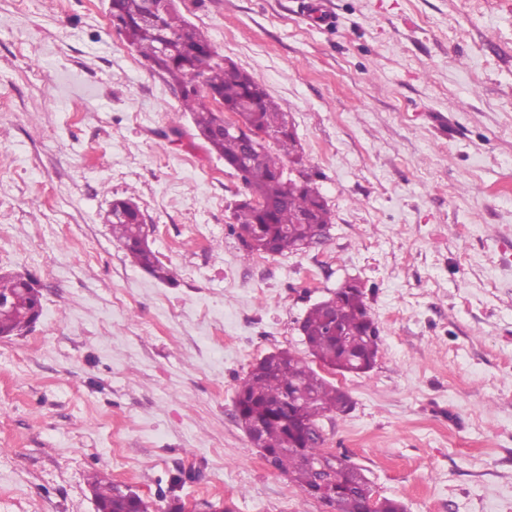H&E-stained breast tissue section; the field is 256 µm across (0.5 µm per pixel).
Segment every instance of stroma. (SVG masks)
Returning <instances> with one entry per match:
<instances>
[{
    "instance_id": "1",
    "label": "stroma",
    "mask_w": 512,
    "mask_h": 512,
    "mask_svg": "<svg viewBox=\"0 0 512 512\" xmlns=\"http://www.w3.org/2000/svg\"><path fill=\"white\" fill-rule=\"evenodd\" d=\"M289 113L324 244L246 256L245 188L108 0H0V273L41 316L0 338V512H96L89 475L164 512H322L235 415L253 364L305 354L306 311L358 280L381 342L326 448L407 512H512V0H178ZM132 199L173 279L112 236Z\"/></svg>"
}]
</instances>
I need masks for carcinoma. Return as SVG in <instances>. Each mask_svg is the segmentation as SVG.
<instances>
[{"label":"carcinoma","instance_id":"carcinoma-1","mask_svg":"<svg viewBox=\"0 0 512 512\" xmlns=\"http://www.w3.org/2000/svg\"><path fill=\"white\" fill-rule=\"evenodd\" d=\"M109 11L120 22L119 32L150 68L165 76L179 89L183 111L193 116L197 135L210 151L234 167L241 161L244 142L237 136L214 134L219 116L206 103V93L224 109L235 110L252 96L254 107L240 113L249 131L275 133L273 145L248 167L242 182L249 194L261 203L240 204L233 211L234 223L244 233L255 234L258 246H248L247 254L271 247L274 254L302 250V243L319 242L322 231L332 223L331 211L324 197L313 185L311 174L302 181L284 173L286 164L305 165L301 145L295 133H286L288 113L245 70L224 62L206 36L172 7L160 23L141 20L143 0H110ZM175 38L174 51H161L163 36ZM112 236L119 241L132 262L154 278L172 280V272L144 243L145 221L140 209L125 219L112 221ZM0 297L8 301L0 310V334L12 335L16 328L31 323L35 305L41 304L38 291L28 280L0 276ZM342 328L340 335L329 333L322 309L314 305L304 317L303 342L306 350L322 367L335 373H358L373 367L380 337L375 321L364 301V293L350 292L338 296ZM294 395L301 423L318 424L330 415L343 412L344 391L331 384L305 358L290 350L264 357L253 365L237 394L245 396V405H237L236 417L247 425L253 419L262 422V446L275 453L272 466L288 480L306 491L315 479L306 455L329 454L335 459L333 478L338 491L336 512H405L402 502L376 495L372 482L362 469L343 454L308 446V437L291 429L285 416L273 409L285 393ZM89 485L96 499L112 506L116 512H149L140 498L130 502L116 493L117 485L101 475L90 477Z\"/></svg>","mask_w":512,"mask_h":512}]
</instances>
